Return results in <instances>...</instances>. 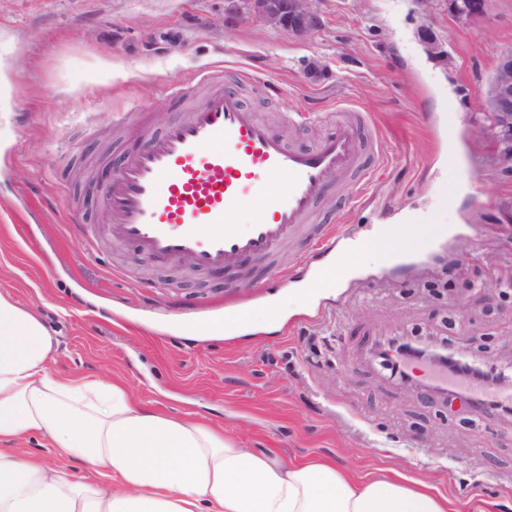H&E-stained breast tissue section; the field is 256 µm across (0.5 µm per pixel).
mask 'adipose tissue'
Returning a JSON list of instances; mask_svg holds the SVG:
<instances>
[{
  "instance_id": "obj_1",
  "label": "adipose tissue",
  "mask_w": 512,
  "mask_h": 512,
  "mask_svg": "<svg viewBox=\"0 0 512 512\" xmlns=\"http://www.w3.org/2000/svg\"><path fill=\"white\" fill-rule=\"evenodd\" d=\"M410 222L380 227L340 257H412ZM58 339L38 314L0 292V512H448L447 497L330 463H287L222 431L139 403L120 381L52 370ZM43 437L55 463L7 448ZM81 461L97 476L77 474Z\"/></svg>"
}]
</instances>
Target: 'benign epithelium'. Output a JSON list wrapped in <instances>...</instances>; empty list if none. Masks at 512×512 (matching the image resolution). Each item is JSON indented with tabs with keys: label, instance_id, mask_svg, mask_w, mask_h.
Instances as JSON below:
<instances>
[{
	"label": "benign epithelium",
	"instance_id": "benign-epithelium-1",
	"mask_svg": "<svg viewBox=\"0 0 512 512\" xmlns=\"http://www.w3.org/2000/svg\"><path fill=\"white\" fill-rule=\"evenodd\" d=\"M249 12L264 24L305 38L320 24L319 0H243ZM490 0H448V11L463 23L487 22ZM480 104L493 115L492 124L479 131L498 146L504 172L512 174V52L500 56L493 70L489 88Z\"/></svg>",
	"mask_w": 512,
	"mask_h": 512
}]
</instances>
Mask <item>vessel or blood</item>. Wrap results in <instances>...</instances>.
Masks as SVG:
<instances>
[{"instance_id":"1","label":"vessel or blood","mask_w":512,"mask_h":512,"mask_svg":"<svg viewBox=\"0 0 512 512\" xmlns=\"http://www.w3.org/2000/svg\"><path fill=\"white\" fill-rule=\"evenodd\" d=\"M196 109L127 152L101 197L114 246L160 265L191 259L198 270L246 273V260L271 264L279 247L313 223L331 186L349 183L362 203L380 156L366 113L338 120L310 149L293 147L246 109L213 71ZM246 212L247 230L238 227Z\"/></svg>"}]
</instances>
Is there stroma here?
Segmentation results:
<instances>
[{
	"mask_svg": "<svg viewBox=\"0 0 512 512\" xmlns=\"http://www.w3.org/2000/svg\"><path fill=\"white\" fill-rule=\"evenodd\" d=\"M319 13L300 39L241 0H0V290L56 331L55 370L120 379L145 406L288 462L423 481L457 512H512V414L405 388L370 354L374 340L418 330L512 363V298L495 279L512 262V175L478 134L479 95L512 50V0H492L475 24L454 19L448 0H321ZM315 61L323 72L310 73ZM214 64L262 118L284 128L308 114L291 128L298 145L321 140L341 109L370 113L384 156L375 199L358 207L349 189L327 192L321 222L347 230L337 246L414 211L419 245L440 239L446 252L424 271L371 264L307 292L291 260L299 240L279 251L288 283L264 288L113 249L99 174L148 144L115 138L117 113L142 106L163 128L173 84L192 89ZM78 221L99 227L98 245ZM433 278L443 293L428 291ZM191 301L198 319L247 314L257 328L192 338L177 312Z\"/></svg>",
	"mask_w": 512,
	"mask_h": 512,
	"instance_id": "35a3bbf8",
	"label": "stroma"
}]
</instances>
